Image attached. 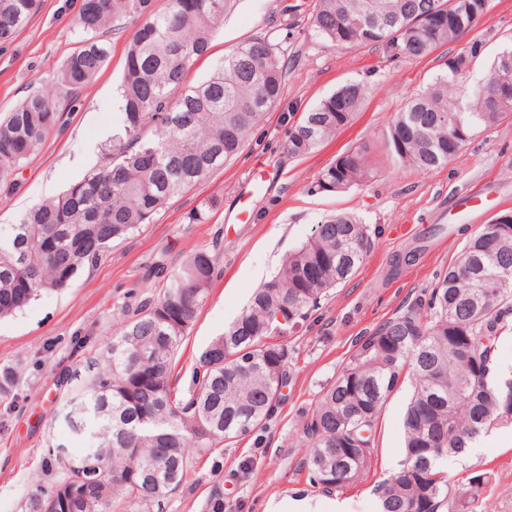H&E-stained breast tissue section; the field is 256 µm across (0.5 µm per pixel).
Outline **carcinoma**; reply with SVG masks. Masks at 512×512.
Segmentation results:
<instances>
[{
	"mask_svg": "<svg viewBox=\"0 0 512 512\" xmlns=\"http://www.w3.org/2000/svg\"><path fill=\"white\" fill-rule=\"evenodd\" d=\"M236 0H81L77 25L86 35L60 66L55 93H29L0 118V180L18 170L58 127L54 94L74 100L108 57L104 36L122 20L140 25L117 88L121 122L103 162L58 195L0 225V320L65 289L112 245L150 223L170 200L236 157L266 112L281 99L284 50L256 38L224 54L206 80L187 81ZM40 0H0V43L33 18ZM485 0H315L311 26L347 48L375 47L392 59L420 60L470 31ZM444 13L426 24L433 11ZM485 64L481 78H469ZM511 88L497 93L500 83ZM365 79L341 85L294 122L288 153L305 156L335 137L359 111ZM512 118V49L484 61L483 42L448 56L445 69L411 96L382 130L381 143L398 169L428 173L444 166L481 128ZM368 150L350 148L323 169L313 190L343 192L371 177ZM372 245L369 225L337 213L287 253L278 272L253 291L240 315L201 352L189 390L172 386L175 354L218 275L207 250L186 255L164 272L156 302L122 319L105 354L87 362L89 384L72 392L63 421L85 439L55 462L57 480L39 487L26 512H45L56 489L89 481L79 505L57 512H110L153 506L177 490L193 459L211 456L231 439L265 428L288 385L287 338L311 318L330 290L350 279ZM512 335V221L488 222L470 235L431 292L374 332L355 339L336 379L304 415V469L321 491L361 482L373 467L376 425L398 382L413 393L404 414L403 458L374 488L380 512H475L484 473L452 490L450 456L492 430L512 426V369L498 363ZM19 372L0 366V402L18 399ZM333 457L336 471L323 474Z\"/></svg>",
	"mask_w": 512,
	"mask_h": 512,
	"instance_id": "1",
	"label": "carcinoma"
}]
</instances>
